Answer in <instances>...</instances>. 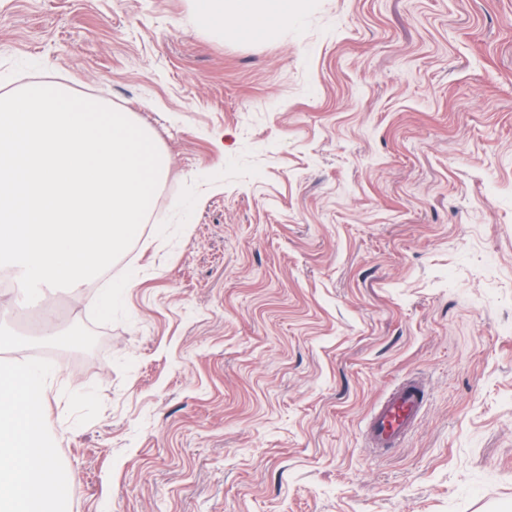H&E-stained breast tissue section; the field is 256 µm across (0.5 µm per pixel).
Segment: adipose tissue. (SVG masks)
I'll return each instance as SVG.
<instances>
[{
  "instance_id": "adipose-tissue-1",
  "label": "adipose tissue",
  "mask_w": 512,
  "mask_h": 512,
  "mask_svg": "<svg viewBox=\"0 0 512 512\" xmlns=\"http://www.w3.org/2000/svg\"><path fill=\"white\" fill-rule=\"evenodd\" d=\"M200 25L220 32L225 19L244 33H263L297 9L296 0H192ZM57 370L22 358L0 364V512H66L67 477L40 410Z\"/></svg>"
}]
</instances>
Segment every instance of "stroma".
<instances>
[{
	"label": "stroma",
	"mask_w": 512,
	"mask_h": 512,
	"mask_svg": "<svg viewBox=\"0 0 512 512\" xmlns=\"http://www.w3.org/2000/svg\"><path fill=\"white\" fill-rule=\"evenodd\" d=\"M39 80L169 160L128 258L48 297L89 354L0 289L60 370L69 512H512V0H305L260 35L191 0H0V95ZM407 378L423 416L374 447Z\"/></svg>",
	"instance_id": "1"
}]
</instances>
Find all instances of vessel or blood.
Instances as JSON below:
<instances>
[{"mask_svg":"<svg viewBox=\"0 0 512 512\" xmlns=\"http://www.w3.org/2000/svg\"><path fill=\"white\" fill-rule=\"evenodd\" d=\"M424 409L419 383L408 380L395 389L376 409L370 420V433L377 447L396 444L415 423Z\"/></svg>","mask_w":512,"mask_h":512,"instance_id":"vessel-or-blood-1","label":"vessel or blood"}]
</instances>
